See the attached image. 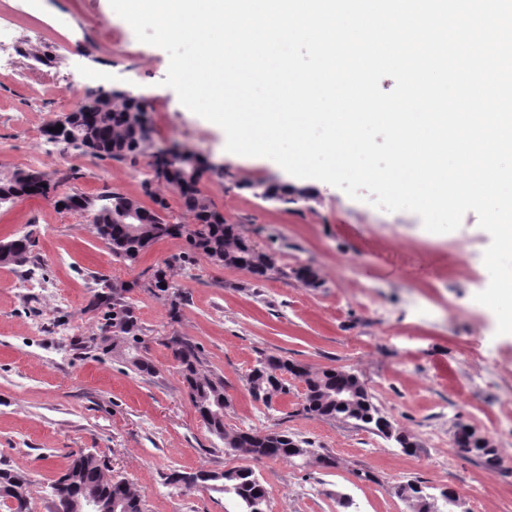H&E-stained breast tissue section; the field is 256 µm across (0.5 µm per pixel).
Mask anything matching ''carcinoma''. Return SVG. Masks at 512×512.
<instances>
[{
    "label": "carcinoma",
    "instance_id": "obj_1",
    "mask_svg": "<svg viewBox=\"0 0 512 512\" xmlns=\"http://www.w3.org/2000/svg\"><path fill=\"white\" fill-rule=\"evenodd\" d=\"M142 111L140 104L125 99L110 100L104 104L103 111L97 113L95 128L103 145L100 158L123 160L140 155L146 150L148 140L138 136L134 128ZM161 164L163 160L157 154H152L150 166L153 177L142 183L143 194L164 210L165 202L155 192V184L162 182L179 192L184 209L192 214L197 226L191 233V249L215 264L246 271L257 280L269 277L274 265L267 263L266 253L256 249L243 237L237 225L224 220V214L196 186L194 179L186 177L183 168H173L162 173ZM294 194L295 190L288 187L264 188L266 197L276 199L282 204L295 202ZM89 200L95 206L106 210L107 215L100 220L86 214L84 218L87 223L95 226L96 234L109 247L113 256L130 265L135 264L154 243L174 236L181 230V225L172 224L156 214L152 222L142 225V230L133 235L129 231V225L120 223V217L122 210L131 205L137 210H145L138 200L114 192L91 196ZM182 262L183 257H172L165 263V268L156 270L152 279L142 284V287L149 292L168 291L167 269ZM127 292L128 288L117 286L112 289V294L98 296V302L110 311L109 320L114 336L134 345L140 343L142 329L126 301ZM176 344L174 355L179 373L189 390L195 411L201 415L207 429L224 440V447L235 454L255 460L294 462L311 454V450L305 448V441L286 431L227 430L224 416L229 404L224 396L223 379L206 368L205 353L198 344L180 337L176 339ZM278 372L302 378L307 383L308 392L303 397L302 409L311 417L363 426L385 436L388 435V429L393 427L392 421L376 408L370 395L362 387L359 388L358 400L353 404H336L333 399L336 387L349 386L355 379V374L344 369L331 368L312 373L297 362L266 355L257 360L248 375L249 392L253 398H258L255 394L257 390L271 395H288V381L276 376ZM458 451L462 454L478 455L488 465L495 462L493 450L480 444L478 439L474 440L472 447H460ZM104 469V463L96 455H77L55 482L54 500L61 502L67 495L89 489L120 497L124 512H143L141 492L122 479L116 480L107 476ZM194 476L207 486L212 483L220 484L221 491L236 499L240 512H264L268 490L252 469L238 468L219 473L199 471ZM28 486L27 477L0 469L1 504L8 505L16 490L26 492Z\"/></svg>",
    "mask_w": 512,
    "mask_h": 512
}]
</instances>
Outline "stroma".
I'll return each instance as SVG.
<instances>
[{"instance_id":"1","label":"stroma","mask_w":512,"mask_h":512,"mask_svg":"<svg viewBox=\"0 0 512 512\" xmlns=\"http://www.w3.org/2000/svg\"><path fill=\"white\" fill-rule=\"evenodd\" d=\"M0 35L36 44L0 69V174L58 170L71 176L64 192L109 189L151 207L141 191L152 176L148 154L101 160L44 134L88 91L132 90L148 101L153 147L191 149L222 166V175L204 176L202 190L276 267L258 281L192 253L193 219L164 186L166 214L185 233L154 243L131 267L84 218L52 200L0 207V239L28 234L35 242L25 264L0 266V469L31 480V512H51V486L81 452L139 489L145 512H235L230 496L179 490L167 477L241 467L267 488L266 512H413L397 493L409 481L434 497L456 490L465 512H512V444L494 441L493 469L460 454L445 471L417 465L445 455L458 428L491 439V419L512 395V334H498L495 314L475 300L490 282L483 254L491 242L475 213L459 229L434 234L415 213L382 210L293 177L269 158L227 152L224 131L164 86L167 52L138 41L109 0H0ZM257 182L304 197L269 202L256 196ZM183 253L190 259L170 281L186 300L173 319L164 294L140 283ZM300 267L317 271L320 287L297 280ZM122 283L143 328L135 350L113 338L104 308L94 304ZM172 336L200 344L208 369L223 377L227 429L285 430L309 441L313 456L294 465L227 452L193 407ZM264 354L313 372L356 374L378 409L411 436L415 453L370 429L305 414L304 384L294 377L272 405L254 400L247 377ZM138 355L152 361L154 374L137 371ZM319 452L335 467L319 464Z\"/></svg>"}]
</instances>
